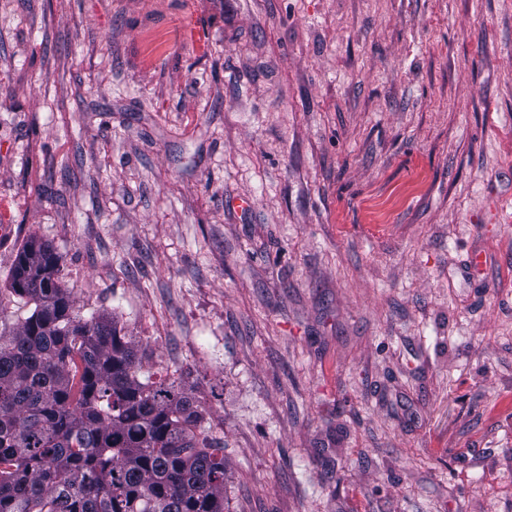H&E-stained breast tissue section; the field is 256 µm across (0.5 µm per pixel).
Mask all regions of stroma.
Here are the masks:
<instances>
[{
	"label": "stroma",
	"instance_id": "1",
	"mask_svg": "<svg viewBox=\"0 0 512 512\" xmlns=\"http://www.w3.org/2000/svg\"><path fill=\"white\" fill-rule=\"evenodd\" d=\"M32 238L224 512H512V0H0V330Z\"/></svg>",
	"mask_w": 512,
	"mask_h": 512
}]
</instances>
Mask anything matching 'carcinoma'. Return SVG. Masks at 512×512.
<instances>
[{"label": "carcinoma", "instance_id": "carcinoma-1", "mask_svg": "<svg viewBox=\"0 0 512 512\" xmlns=\"http://www.w3.org/2000/svg\"><path fill=\"white\" fill-rule=\"evenodd\" d=\"M9 287L34 309L0 335V512H224V439L186 385L141 379L146 351L75 311L48 242Z\"/></svg>", "mask_w": 512, "mask_h": 512}]
</instances>
